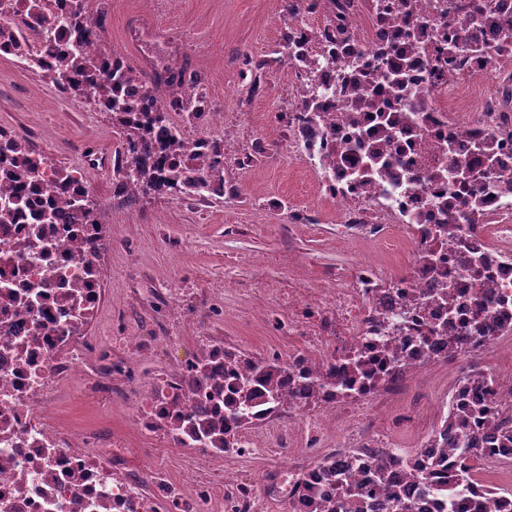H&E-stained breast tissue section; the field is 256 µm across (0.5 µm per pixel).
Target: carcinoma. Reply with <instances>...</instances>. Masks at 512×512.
Listing matches in <instances>:
<instances>
[{"label": "carcinoma", "mask_w": 512, "mask_h": 512, "mask_svg": "<svg viewBox=\"0 0 512 512\" xmlns=\"http://www.w3.org/2000/svg\"><path fill=\"white\" fill-rule=\"evenodd\" d=\"M90 0H70L65 23L70 34L82 41L90 33V27L103 26L102 18L89 8ZM55 81L67 83L78 89L81 82H98V88L103 96L112 106V126L120 131L122 137L121 150L126 153H134L141 149L146 153L156 156L152 166L141 164L137 161L131 162L124 168L117 169L120 176L134 180L143 186L142 193L153 194L160 197L176 199L178 197H202L205 195L204 187L208 180L216 182L218 187H224V164L216 161L209 166L208 172L203 174L193 168H185L169 158L171 155L170 146L177 145L176 138L165 136L157 140V130L166 129L163 125L164 115L158 106L157 99L163 95L167 87H179L185 91L193 90L195 80L186 76V68L174 64L155 74L150 79H144L141 69L134 64H129L126 69L115 68L108 73L106 78L97 81V68L95 60L74 52L66 61L65 66L57 71ZM129 82H136L142 89L140 102H132L121 96L123 85ZM14 157L12 168L8 175L18 183V190L24 191L26 184L24 179L27 172L34 166V150L23 139L10 147ZM68 205L79 213H90L94 207L88 199V191L78 192L68 199ZM262 384L265 395L272 400H277V382L275 380L274 368L267 365L259 370L253 371L252 376L237 377L231 384L233 398L234 419L243 427L247 426L246 416L251 409V402L255 390L251 389L254 383ZM482 409L476 404L470 406L468 411L459 410L450 417L451 424L458 430L463 431L470 427L471 420ZM493 437L497 438L501 449H512V429L504 424H490ZM188 431L195 438L209 440L215 448H230L233 441L226 435L225 426L207 423H190ZM483 454L479 448V441L476 437H470L464 447L456 450L453 461L448 465L446 479L448 488L453 492L449 496L448 512H487L481 506L479 500H466L459 504L454 497L461 495L470 485L471 475ZM338 482L344 486L345 493L351 498L363 501V496L368 489L377 488L386 497L385 507L387 512H412L411 506L402 502L398 492L391 488L390 480L385 472L379 470L369 479L368 486H363L346 475H338Z\"/></svg>", "instance_id": "cac0c4a2"}]
</instances>
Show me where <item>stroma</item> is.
<instances>
[{
  "label": "stroma",
  "mask_w": 512,
  "mask_h": 512,
  "mask_svg": "<svg viewBox=\"0 0 512 512\" xmlns=\"http://www.w3.org/2000/svg\"><path fill=\"white\" fill-rule=\"evenodd\" d=\"M145 25L158 35V51L177 50L188 73L207 72L212 93L228 118L224 183L235 195L204 201L146 195L128 205L110 197V160L121 138L109 114L80 103L57 101L45 82L14 61L0 59V120L58 148L77 167L93 153L104 166L86 175L93 205L111 201L100 222L112 250L104 259L111 306L94 324L98 345L123 351L124 339L155 340L149 357H126L134 385L147 391L156 372L198 360L200 341L221 336L246 353H287L288 296L322 287L337 266L375 258L365 244L336 248V209L321 202L315 176L280 146L287 139L274 116L288 102L294 78L275 46L288 33L283 0H112L106 46L138 62L140 47L129 28ZM262 62L258 87L240 77L243 55ZM255 142L252 161L241 146ZM315 211L313 228L292 227L280 201ZM130 402L87 394L67 381L55 422L73 433L120 437L141 470L163 469L181 476L190 467L186 449L131 427Z\"/></svg>",
  "instance_id": "stroma-1"
}]
</instances>
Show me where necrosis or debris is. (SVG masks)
<instances>
[{
	"label": "necrosis or debris",
	"mask_w": 512,
	"mask_h": 512,
	"mask_svg": "<svg viewBox=\"0 0 512 512\" xmlns=\"http://www.w3.org/2000/svg\"><path fill=\"white\" fill-rule=\"evenodd\" d=\"M33 0H0V58L19 60L50 82L68 53L64 38L37 35ZM295 22L277 48L298 81L277 116L284 151L313 169L336 209L342 242L366 240L407 255L404 273L360 261L293 304L291 345L277 356L276 402L256 393L249 428L231 425L234 445L209 447L181 434L190 419L223 420L231 375L247 353L208 338L209 380L161 371L146 395L112 368L111 353L86 361L84 326L104 299L102 260L112 249L97 213L63 218L85 189L82 161L59 176L55 149L41 147L30 171V203L0 176V512H263L264 498L314 512V498L339 499L336 475L365 481L384 470L413 512H448L439 474L421 481L395 462L393 438L422 436L411 455L447 468L448 417L480 399L493 419L512 415V370L484 364L512 350V0H289ZM325 16L314 27L309 10ZM198 79L192 95L171 89L160 105L183 147L178 160L211 165L224 141V113ZM381 110L356 112L357 92ZM454 378L431 395L432 367ZM135 396L132 426L162 435L193 458L219 461L274 452L288 458L264 487L212 468L176 478L143 472L114 436L57 428L60 384Z\"/></svg>",
	"instance_id": "obj_1"
}]
</instances>
